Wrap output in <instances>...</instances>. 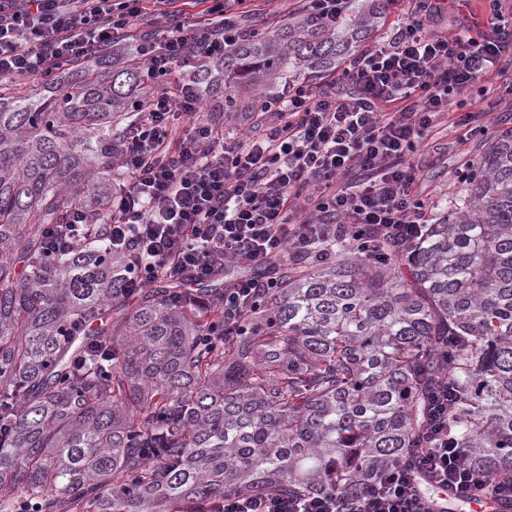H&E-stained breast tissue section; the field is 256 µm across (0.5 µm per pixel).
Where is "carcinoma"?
I'll return each mask as SVG.
<instances>
[{
    "mask_svg": "<svg viewBox=\"0 0 512 512\" xmlns=\"http://www.w3.org/2000/svg\"><path fill=\"white\" fill-rule=\"evenodd\" d=\"M371 18L303 15L193 74L219 112L349 53ZM70 93L0 84V512H218L224 494L350 493L428 447L448 384V447L512 476V135L454 209L396 245L347 227L277 262L279 287L224 327V285L162 278L124 296L106 246L121 136L142 66L73 60ZM86 209L72 250L48 224ZM98 321L90 336L62 330Z\"/></svg>",
    "mask_w": 512,
    "mask_h": 512,
    "instance_id": "1",
    "label": "carcinoma"
}]
</instances>
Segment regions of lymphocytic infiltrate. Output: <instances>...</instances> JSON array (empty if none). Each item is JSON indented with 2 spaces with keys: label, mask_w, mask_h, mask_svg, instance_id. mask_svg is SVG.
<instances>
[{
  "label": "lymphocytic infiltrate",
  "mask_w": 512,
  "mask_h": 512,
  "mask_svg": "<svg viewBox=\"0 0 512 512\" xmlns=\"http://www.w3.org/2000/svg\"><path fill=\"white\" fill-rule=\"evenodd\" d=\"M152 2L146 12L139 0H0V81L58 80L63 63L101 58L132 26L163 25L161 36L131 45L143 65V119L122 140L127 181L109 201L130 297L167 270L196 282L230 259L252 267L304 254L340 224L413 239L428 221L413 155L449 97L490 74L512 91V19L498 15V0L487 23L434 30L427 18L450 0H414L405 22L354 56L335 84L288 80L253 103L251 135L229 144L223 124L204 117L189 74L250 36L237 24L247 0H192L191 13L180 0ZM177 114L193 119L182 137ZM435 429L421 459L362 492L228 495L224 512H428L429 494L444 490L512 501V483L474 476L464 449L449 447L444 390Z\"/></svg>",
  "instance_id": "lymphocytic-infiltrate-1"
}]
</instances>
